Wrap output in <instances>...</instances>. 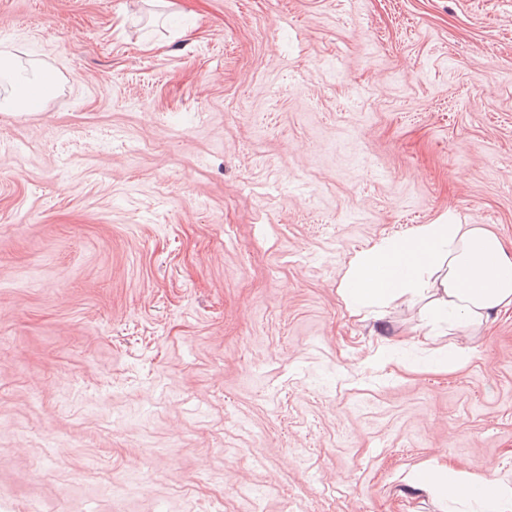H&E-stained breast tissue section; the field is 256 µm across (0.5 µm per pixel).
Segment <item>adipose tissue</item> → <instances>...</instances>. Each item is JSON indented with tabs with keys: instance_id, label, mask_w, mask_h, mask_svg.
I'll return each instance as SVG.
<instances>
[{
	"instance_id": "1",
	"label": "adipose tissue",
	"mask_w": 512,
	"mask_h": 512,
	"mask_svg": "<svg viewBox=\"0 0 512 512\" xmlns=\"http://www.w3.org/2000/svg\"><path fill=\"white\" fill-rule=\"evenodd\" d=\"M0 83L7 86L0 112H30L33 89L52 92L57 78L0 59ZM338 292L355 315L419 305L421 320L411 333L426 348L439 328L473 332L512 307V250L487 225L459 224L444 215L355 252ZM411 482L438 499L470 498L480 512H512V486L445 464L416 471Z\"/></svg>"
}]
</instances>
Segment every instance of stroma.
Instances as JSON below:
<instances>
[{
	"instance_id": "obj_1",
	"label": "stroma",
	"mask_w": 512,
	"mask_h": 512,
	"mask_svg": "<svg viewBox=\"0 0 512 512\" xmlns=\"http://www.w3.org/2000/svg\"><path fill=\"white\" fill-rule=\"evenodd\" d=\"M60 77L0 112V512H479L512 309L443 373L351 255L453 213L512 248V0H0ZM137 491L116 500L114 482ZM410 483L438 499L470 498L479 504L480 512L512 511V486L448 464L420 469Z\"/></svg>"
}]
</instances>
